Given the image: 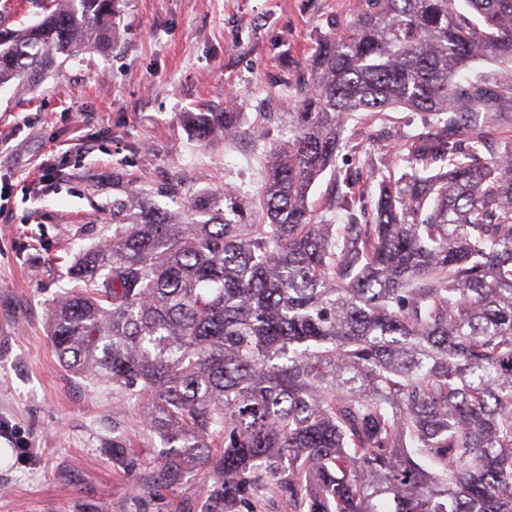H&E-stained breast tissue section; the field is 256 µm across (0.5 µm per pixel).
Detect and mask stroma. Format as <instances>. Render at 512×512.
Instances as JSON below:
<instances>
[{
	"label": "stroma",
	"mask_w": 512,
	"mask_h": 512,
	"mask_svg": "<svg viewBox=\"0 0 512 512\" xmlns=\"http://www.w3.org/2000/svg\"><path fill=\"white\" fill-rule=\"evenodd\" d=\"M362 0H120L107 51L65 61L37 90L0 87V512H223L210 465L169 484L159 435L123 388L67 371L48 313L79 253L112 232V175L172 211L231 188L256 202L265 158L291 139L283 115L319 40ZM222 109L260 137L200 143L187 112ZM429 117L403 108L349 123L336 167L407 171V135ZM180 182V197L167 187ZM122 433L126 453L112 455Z\"/></svg>",
	"instance_id": "1"
}]
</instances>
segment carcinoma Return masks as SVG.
I'll return each mask as SVG.
<instances>
[{
    "label": "carcinoma",
    "instance_id": "cac0c4a2",
    "mask_svg": "<svg viewBox=\"0 0 512 512\" xmlns=\"http://www.w3.org/2000/svg\"><path fill=\"white\" fill-rule=\"evenodd\" d=\"M0 16V86L117 38L119 0ZM496 73L457 80L482 58ZM252 213L230 190L179 211L112 175V234L81 253L49 311L62 365L145 401L161 467L216 468L224 512L273 481L294 512H512V0H363L322 39ZM436 115L411 172L314 183L346 122ZM193 134L256 136L238 112H188ZM330 179V171H328L318 182L313 186L310 193V201L316 212L319 221H331L339 224L338 214L331 208L328 197V181Z\"/></svg>",
    "mask_w": 512,
    "mask_h": 512
}]
</instances>
